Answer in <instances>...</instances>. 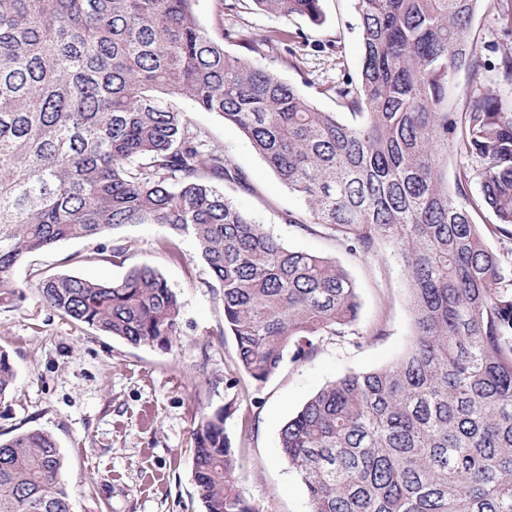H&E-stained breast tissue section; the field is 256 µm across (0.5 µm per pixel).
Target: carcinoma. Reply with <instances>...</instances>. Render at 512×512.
<instances>
[{"mask_svg": "<svg viewBox=\"0 0 512 512\" xmlns=\"http://www.w3.org/2000/svg\"><path fill=\"white\" fill-rule=\"evenodd\" d=\"M194 0H0V292L15 266L69 239L125 224L188 234L222 288L236 364L264 383L285 353L359 344L354 280L336 260L288 248L223 184L246 172L206 144L168 98L235 125L351 254L377 244L407 274L415 339L396 363L350 372L279 431L310 512H512V47L486 81L472 22L482 0H356L357 79L322 89L324 112L255 57L299 33L268 31L248 54L210 35ZM286 20L320 0H252ZM475 83L448 111V76ZM468 159L448 186V156ZM478 184L480 198L472 197ZM484 209L488 222L473 212ZM502 238L495 248L490 239ZM50 310L131 345H169L180 302L149 265L112 282L34 273ZM16 373L0 353V398ZM205 512H255L240 493L221 414L193 430ZM48 433L0 439V512H71Z\"/></svg>", "mask_w": 512, "mask_h": 512, "instance_id": "1", "label": "carcinoma"}]
</instances>
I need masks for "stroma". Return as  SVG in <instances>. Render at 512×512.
Returning <instances> with one entry per match:
<instances>
[{
	"label": "stroma",
	"instance_id": "obj_1",
	"mask_svg": "<svg viewBox=\"0 0 512 512\" xmlns=\"http://www.w3.org/2000/svg\"><path fill=\"white\" fill-rule=\"evenodd\" d=\"M321 24L285 20L246 5L229 11L224 0H195L199 24L211 35L232 30L224 48L244 54L245 39L269 30L302 31L298 67L284 51H267L261 65L297 86L319 109L334 112V97L321 87L356 77L361 34L355 0H321ZM473 33L486 62L495 47L512 44V31L484 0ZM209 146L222 150L250 176L249 188L225 184L244 212L288 247L336 259L354 280L360 302V345L327 340L302 360L285 358L263 383L236 365L233 337L224 331L220 288L191 237H172L159 224H127L91 239L55 244L34 264L17 265L12 282L23 297L0 300V351L16 371L10 393L0 399V436L41 430L57 441L64 458L61 480L73 512H205L196 491L191 434L204 414L223 413L224 432L239 458L238 489L256 512H309L304 485L279 457L282 424L326 383L351 371L392 364L413 342L407 278L389 248L367 255L346 252L320 226L305 231L286 213L305 204L223 118L169 98ZM174 238V251L163 243ZM125 252L113 257V244ZM151 265L181 302L179 334L171 345L134 346L50 311L30 285L31 272L110 281L132 267Z\"/></svg>",
	"mask_w": 512,
	"mask_h": 512
}]
</instances>
